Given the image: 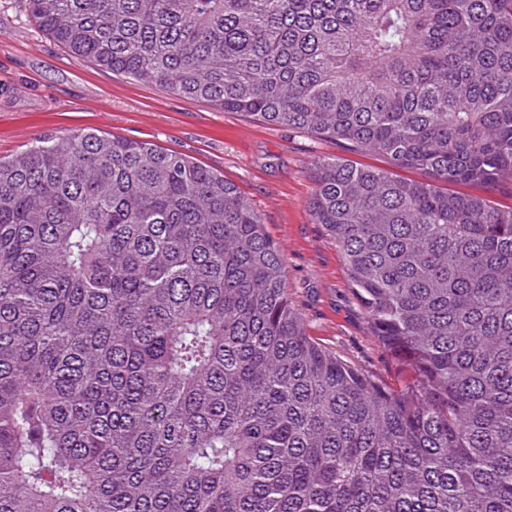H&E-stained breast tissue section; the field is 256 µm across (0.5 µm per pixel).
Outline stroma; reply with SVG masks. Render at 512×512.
Here are the masks:
<instances>
[{
  "label": "stroma",
  "instance_id": "35a3bbf8",
  "mask_svg": "<svg viewBox=\"0 0 512 512\" xmlns=\"http://www.w3.org/2000/svg\"><path fill=\"white\" fill-rule=\"evenodd\" d=\"M86 127L177 151L223 175L279 246L288 297L309 336L390 386L408 380L372 335L334 238L312 218V172L342 156L334 141L75 59L31 21L26 0H0V157Z\"/></svg>",
  "mask_w": 512,
  "mask_h": 512
}]
</instances>
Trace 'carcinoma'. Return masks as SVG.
Instances as JSON below:
<instances>
[{
  "instance_id": "obj_1",
  "label": "carcinoma",
  "mask_w": 512,
  "mask_h": 512,
  "mask_svg": "<svg viewBox=\"0 0 512 512\" xmlns=\"http://www.w3.org/2000/svg\"><path fill=\"white\" fill-rule=\"evenodd\" d=\"M27 8L76 59L385 158L321 161L310 206L411 380L307 335L224 177L47 137L0 159V512H512V0Z\"/></svg>"
}]
</instances>
